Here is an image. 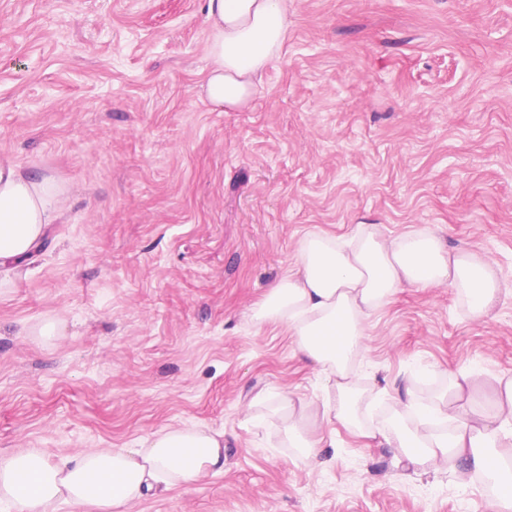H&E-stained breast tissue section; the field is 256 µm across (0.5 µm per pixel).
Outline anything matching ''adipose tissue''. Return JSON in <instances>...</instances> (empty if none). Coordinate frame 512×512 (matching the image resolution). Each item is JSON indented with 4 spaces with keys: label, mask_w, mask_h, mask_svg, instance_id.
<instances>
[{
    "label": "adipose tissue",
    "mask_w": 512,
    "mask_h": 512,
    "mask_svg": "<svg viewBox=\"0 0 512 512\" xmlns=\"http://www.w3.org/2000/svg\"><path fill=\"white\" fill-rule=\"evenodd\" d=\"M209 72L205 98L217 111L250 100L254 81L276 59L288 34V0H205ZM66 202L55 176L23 172L0 153V267H18L41 241ZM453 288L476 317L500 298H512L493 261L469 245L449 249L429 226L388 238L360 226L350 239L319 231L298 243L293 268L251 309L255 327L284 326L300 357L320 371L331 398L307 401L277 396L280 429L289 447H322V425L338 422L354 434L377 439L360 416L362 392L351 370L365 351L367 319L400 288ZM475 379L453 382L437 405L404 392L392 413V430L412 464L439 466L455 458L468 470L489 473L487 449L512 460V380L495 381L494 398L477 400ZM224 469L223 432L165 427L132 448H97L47 462L32 448L0 455V503L17 512H130L147 491L196 483Z\"/></svg>",
    "instance_id": "obj_1"
}]
</instances>
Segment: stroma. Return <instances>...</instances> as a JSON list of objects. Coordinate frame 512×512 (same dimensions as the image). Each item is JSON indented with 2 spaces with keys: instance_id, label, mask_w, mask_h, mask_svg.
Instances as JSON below:
<instances>
[{
  "instance_id": "obj_1",
  "label": "stroma",
  "mask_w": 512,
  "mask_h": 512,
  "mask_svg": "<svg viewBox=\"0 0 512 512\" xmlns=\"http://www.w3.org/2000/svg\"><path fill=\"white\" fill-rule=\"evenodd\" d=\"M204 0H0V153L69 205L0 290V453L51 462L168 425L224 433V470L131 512H496L494 487L337 428L308 463L259 390L318 400L294 336L250 308L311 230L437 227L512 284V0H294L247 107L202 99ZM66 336L26 333L45 315ZM369 426L410 386L512 378V299L472 316L403 288L366 325Z\"/></svg>"
}]
</instances>
